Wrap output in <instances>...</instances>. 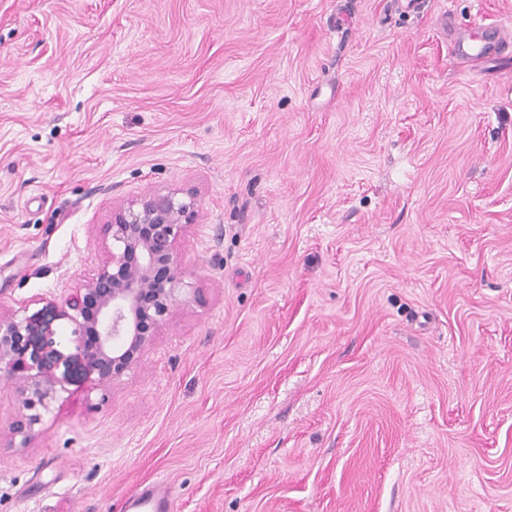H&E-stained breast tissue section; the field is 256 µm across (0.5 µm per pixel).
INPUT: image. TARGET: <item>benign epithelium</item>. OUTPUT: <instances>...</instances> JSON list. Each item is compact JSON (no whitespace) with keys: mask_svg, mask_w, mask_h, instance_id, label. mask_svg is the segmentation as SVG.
<instances>
[{"mask_svg":"<svg viewBox=\"0 0 512 512\" xmlns=\"http://www.w3.org/2000/svg\"><path fill=\"white\" fill-rule=\"evenodd\" d=\"M197 217L192 192H151L112 207L102 225L112 240L88 280L60 298L61 315L75 323L76 350L89 375L110 386L136 366L182 303L184 271L176 244ZM35 327L19 311L0 307V375L13 380L23 406H46L58 380L44 358L66 361L32 345ZM38 415L20 414L0 427V446L28 447L38 436Z\"/></svg>","mask_w":512,"mask_h":512,"instance_id":"1","label":"benign epithelium"}]
</instances>
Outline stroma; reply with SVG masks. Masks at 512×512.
Wrapping results in <instances>:
<instances>
[{
	"instance_id": "1",
	"label": "stroma",
	"mask_w": 512,
	"mask_h": 512,
	"mask_svg": "<svg viewBox=\"0 0 512 512\" xmlns=\"http://www.w3.org/2000/svg\"><path fill=\"white\" fill-rule=\"evenodd\" d=\"M512 0H0V307L69 355L0 512H512ZM193 190L198 298L107 388L64 289ZM171 492L167 486L157 481L141 483L132 493L122 498L119 512H170Z\"/></svg>"
}]
</instances>
